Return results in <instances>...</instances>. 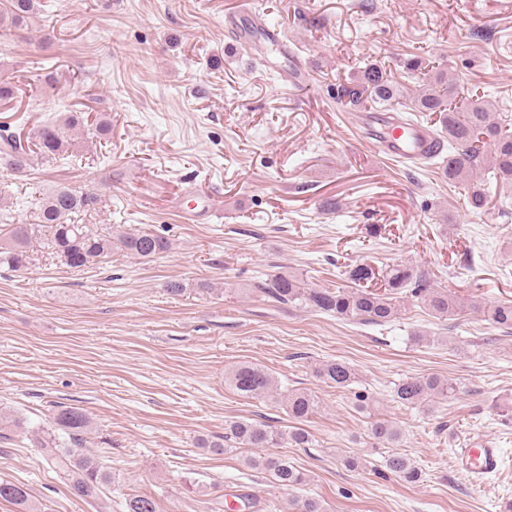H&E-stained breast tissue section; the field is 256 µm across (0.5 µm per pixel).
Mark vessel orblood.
I'll return each instance as SVG.
<instances>
[{"instance_id":"b4317fda","label":"vessel or blood","mask_w":512,"mask_h":512,"mask_svg":"<svg viewBox=\"0 0 512 512\" xmlns=\"http://www.w3.org/2000/svg\"><path fill=\"white\" fill-rule=\"evenodd\" d=\"M358 121L365 131L367 146L374 153L401 161H418L429 158L435 148L434 134L424 124H407L377 111L361 113ZM501 459L500 449L484 445L461 449L457 464L471 480L480 481L498 470Z\"/></svg>"}]
</instances>
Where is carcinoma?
I'll return each instance as SVG.
<instances>
[{
    "instance_id": "cac0c4a2",
    "label": "carcinoma",
    "mask_w": 512,
    "mask_h": 512,
    "mask_svg": "<svg viewBox=\"0 0 512 512\" xmlns=\"http://www.w3.org/2000/svg\"><path fill=\"white\" fill-rule=\"evenodd\" d=\"M41 11L39 0H0V38L8 39L7 31L19 28ZM456 94L454 84L439 91L432 87L421 89L414 96L408 110L417 113L439 114L441 129L436 131L442 141L448 142V151L439 156L442 178L448 184L471 182L481 170H489L497 184L512 190V132L496 121L487 100L471 99L462 106H452ZM348 103L360 106L366 102L392 106L399 103V84L378 64H368L359 75L342 88ZM88 118L81 112L69 110L64 118L47 122L22 138L0 134V169L23 174L44 161L66 159L77 165L83 158L69 152L74 132L86 128ZM490 202L486 189L472 185L467 190V204L476 214ZM102 203V195L81 192L66 186H54L29 202L34 208L33 223L11 224L5 238H0V265L22 270L31 264L29 254L32 239L39 227L50 229L44 247L71 268L97 265L122 252L139 260H151L172 247L169 238L153 231L129 233L122 230L102 233L92 224L80 223V217ZM372 269L358 265L349 272L354 286L336 288H309L288 270H278L255 291L283 304H299L340 319L359 320L378 326L394 321L408 301H417L439 319L459 314L463 305L454 292L438 288L428 274L415 273L406 265L396 264L387 270L384 289L368 290L361 283L370 279ZM481 312L490 324L512 330V302H498L490 306L471 305ZM318 376L339 388L351 384L352 369L343 362L330 361L318 369ZM227 382L240 395L252 399L277 400L275 379L264 369L250 363L235 366L227 374ZM456 388L446 379L435 375L410 377L398 383L393 391L396 402L414 407L423 406L434 398H447ZM286 409L297 425L288 434L273 430L265 424L235 421L227 427L225 440L246 448H271L283 439L296 448L310 443L308 431L298 423L309 419L318 409L315 397L304 391L287 395ZM52 425L68 436L69 442L58 441L56 435H33L34 443L56 468L68 477L70 488L80 497L94 498L112 483L111 472L97 459L81 453L78 447L86 442L85 434L91 428V419L78 407H66L53 413ZM375 444H393L402 437L399 427L379 421L371 428ZM247 463L264 470L281 486L294 488L305 481L303 472L286 458L273 456L250 457ZM385 468L395 477L414 482L421 472L410 458L394 454L384 459ZM0 500L18 507V512H33L27 489L8 479H0ZM128 512H157L155 501L148 496H134L126 503Z\"/></svg>"
}]
</instances>
